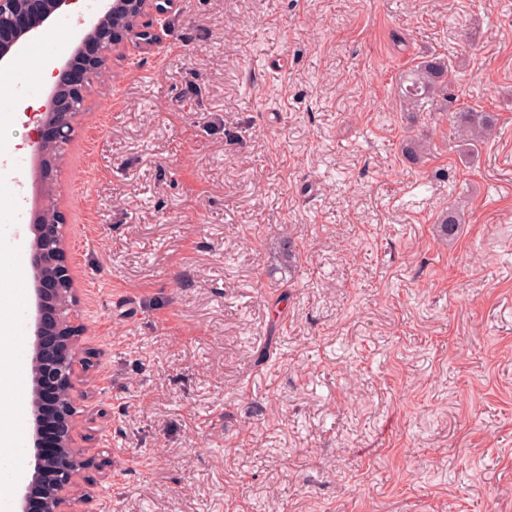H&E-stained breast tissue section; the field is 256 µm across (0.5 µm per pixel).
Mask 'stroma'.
I'll list each match as a JSON object with an SVG mask.
<instances>
[{"mask_svg": "<svg viewBox=\"0 0 512 512\" xmlns=\"http://www.w3.org/2000/svg\"><path fill=\"white\" fill-rule=\"evenodd\" d=\"M144 22L57 170L31 140L72 12L11 59L0 112L23 171L0 173V211L27 199L0 312L32 349L29 225L52 188L90 357L77 439L122 460L99 512H512V0H170ZM430 56L459 107L498 116L477 153L449 112L404 106ZM1 391L25 401L26 476L30 371Z\"/></svg>", "mask_w": 512, "mask_h": 512, "instance_id": "obj_1", "label": "stroma"}]
</instances>
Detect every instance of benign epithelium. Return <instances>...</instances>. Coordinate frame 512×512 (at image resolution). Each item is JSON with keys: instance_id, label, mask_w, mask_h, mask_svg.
I'll list each match as a JSON object with an SVG mask.
<instances>
[{"instance_id": "obj_1", "label": "benign epithelium", "mask_w": 512, "mask_h": 512, "mask_svg": "<svg viewBox=\"0 0 512 512\" xmlns=\"http://www.w3.org/2000/svg\"><path fill=\"white\" fill-rule=\"evenodd\" d=\"M72 2L74 0H0V30H15L17 40L13 50L16 51L25 40L43 31L54 14ZM165 2L167 0H105L99 14L79 32L77 50L94 45V59L84 77L71 86L72 92L65 94L66 101L60 100L57 89L49 92L37 137L32 141L34 152H41L47 141L70 138L76 109L83 99L85 76L103 68L106 58L125 45V41L148 39L147 31L140 28V20L149 11L164 13ZM121 10L129 13L122 34L99 39V31L106 20ZM31 231L34 233L32 266L39 284L38 299L40 304L53 309L50 320L37 322L33 345L34 362L42 365L33 374L34 447L40 448V429L48 424L55 429L56 439L50 453L38 451L35 454L33 469L20 497V512H28L27 502L32 498L40 500L42 512H98L94 505L102 482L109 478L107 469L112 467V460L103 461L99 480L81 484L83 471L89 464V449L76 443V414L70 410L80 392L76 366L81 330L64 315L59 305L62 292L75 295L65 246V225L33 224Z\"/></svg>"}]
</instances>
